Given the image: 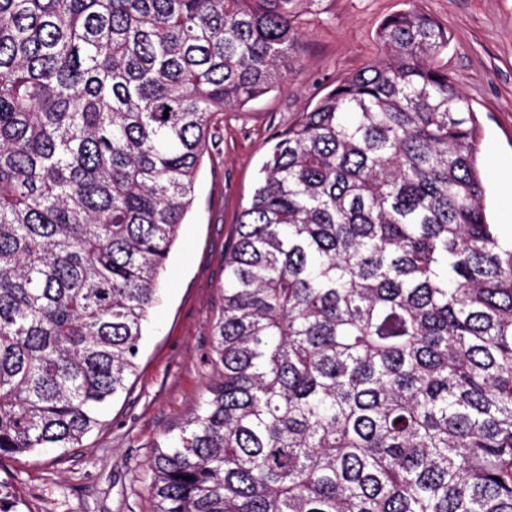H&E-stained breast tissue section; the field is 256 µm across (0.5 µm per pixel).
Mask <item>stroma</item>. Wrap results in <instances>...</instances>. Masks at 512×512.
<instances>
[{"instance_id": "stroma-1", "label": "stroma", "mask_w": 512, "mask_h": 512, "mask_svg": "<svg viewBox=\"0 0 512 512\" xmlns=\"http://www.w3.org/2000/svg\"><path fill=\"white\" fill-rule=\"evenodd\" d=\"M448 31L438 58L477 113L488 218L512 232V0H420ZM407 0H324L302 17L295 71L284 85L225 115L221 144L205 158L196 198L161 276L129 389L80 448L0 461L30 512H154L147 462L220 380L211 329L224 298V253L276 138L336 80L381 55L377 30Z\"/></svg>"}]
</instances>
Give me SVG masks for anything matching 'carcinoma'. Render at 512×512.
Returning <instances> with one entry per match:
<instances>
[{"label": "carcinoma", "mask_w": 512, "mask_h": 512, "mask_svg": "<svg viewBox=\"0 0 512 512\" xmlns=\"http://www.w3.org/2000/svg\"><path fill=\"white\" fill-rule=\"evenodd\" d=\"M322 0H0V459L78 448L137 367L224 114ZM277 137L224 257L220 382L155 512H512V245L416 0ZM0 479V512H24Z\"/></svg>", "instance_id": "obj_1"}]
</instances>
